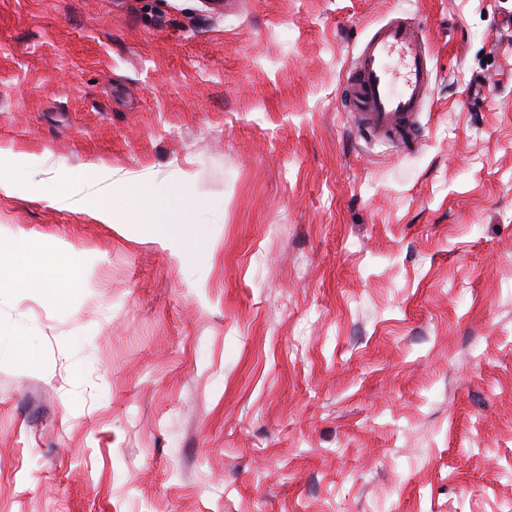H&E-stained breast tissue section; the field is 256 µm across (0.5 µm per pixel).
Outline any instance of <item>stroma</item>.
<instances>
[{"instance_id":"obj_1","label":"stroma","mask_w":512,"mask_h":512,"mask_svg":"<svg viewBox=\"0 0 512 512\" xmlns=\"http://www.w3.org/2000/svg\"><path fill=\"white\" fill-rule=\"evenodd\" d=\"M409 149L341 106L378 24ZM512 0H0V149L200 204L97 224L0 193V512H512ZM432 56L417 24L392 19L363 44L342 89L341 104L363 136L418 143V118L433 81ZM29 269L38 273L44 280L49 292L56 298L65 296L73 288L84 282V269L72 253L62 247L49 255L27 252L19 245L0 248V273H12L15 270Z\"/></svg>"}]
</instances>
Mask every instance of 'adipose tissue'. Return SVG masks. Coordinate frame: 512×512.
<instances>
[{
  "mask_svg": "<svg viewBox=\"0 0 512 512\" xmlns=\"http://www.w3.org/2000/svg\"><path fill=\"white\" fill-rule=\"evenodd\" d=\"M0 192L41 197L58 209L85 214L100 224H136L144 236L169 246L177 243L165 230L175 221L171 197L158 194L151 185L115 177L111 167L102 163L88 164L85 173H73L60 181L37 182L21 156L0 152ZM23 268L38 273L57 298L84 282L83 267L67 249L59 247L41 255L17 245L0 248L1 274Z\"/></svg>",
  "mask_w": 512,
  "mask_h": 512,
  "instance_id": "ef3b65f1",
  "label": "adipose tissue"
}]
</instances>
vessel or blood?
Masks as SVG:
<instances>
[{"label": "vessel or blood", "instance_id": "vessel-or-blood-1", "mask_svg": "<svg viewBox=\"0 0 512 512\" xmlns=\"http://www.w3.org/2000/svg\"><path fill=\"white\" fill-rule=\"evenodd\" d=\"M431 61L417 24L393 19L376 27L342 89V107L357 130L398 145L417 143L418 118L433 81Z\"/></svg>", "mask_w": 512, "mask_h": 512}]
</instances>
